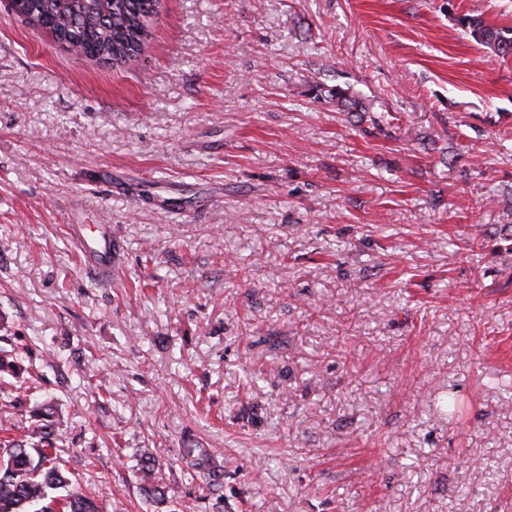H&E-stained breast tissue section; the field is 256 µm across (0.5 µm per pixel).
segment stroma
Instances as JSON below:
<instances>
[{
    "label": "stroma",
    "instance_id": "35a3bbf8",
    "mask_svg": "<svg viewBox=\"0 0 512 512\" xmlns=\"http://www.w3.org/2000/svg\"><path fill=\"white\" fill-rule=\"evenodd\" d=\"M464 13L512 0H160L111 66L0 0V439L51 403L108 512H512V57ZM475 42L486 46L498 57L512 55V27L490 26L481 18L464 14L457 19ZM308 91L316 99H323L325 101L336 100V105L342 110L348 112H370L368 107L356 96V93L352 91L350 85L344 84L342 86L337 84L327 89L320 84H315L311 85ZM72 235L82 251L88 267L101 279L107 278L112 269V236L108 224L101 225L95 240H86L81 234L80 224H70ZM141 471H142V480L146 484V493L147 495L156 502L164 503L166 501L165 493L163 488L155 484L154 480V471H155V461L151 460L150 457H145L141 461Z\"/></svg>",
    "mask_w": 512,
    "mask_h": 512
}]
</instances>
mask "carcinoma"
I'll return each instance as SVG.
<instances>
[{
    "label": "carcinoma",
    "mask_w": 512,
    "mask_h": 512,
    "mask_svg": "<svg viewBox=\"0 0 512 512\" xmlns=\"http://www.w3.org/2000/svg\"><path fill=\"white\" fill-rule=\"evenodd\" d=\"M158 0H75L61 12L57 0H34L33 14L27 21L40 26L43 19L55 23L60 35L93 47L105 58L124 57L133 46L145 44L152 35V17ZM458 23L475 42L486 46L498 57L512 55V27L490 26L481 18L464 14ZM309 92L316 99H329L348 112H366L368 107L351 86L337 84L329 89L315 84ZM43 447L35 448L25 439H7L0 446V512H105V506L93 494L76 492L65 498L51 491L71 484L69 469L57 465L61 454L72 450L65 444L42 436ZM146 493L154 501H166L163 488L154 482L155 463L146 457L141 463Z\"/></svg>",
    "instance_id": "cac0c4a2"
}]
</instances>
